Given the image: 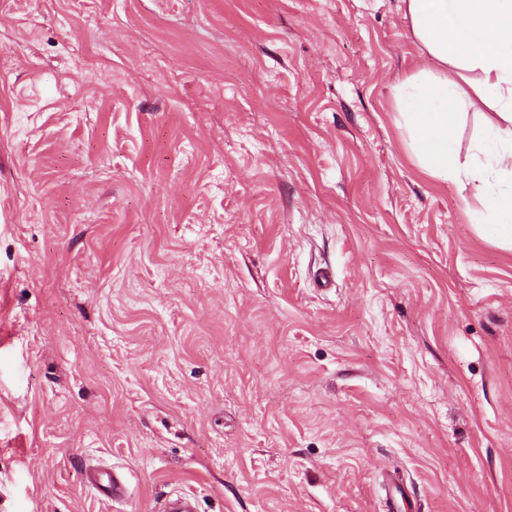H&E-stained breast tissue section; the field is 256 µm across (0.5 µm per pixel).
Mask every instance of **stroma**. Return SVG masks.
Listing matches in <instances>:
<instances>
[{
	"instance_id": "stroma-1",
	"label": "stroma",
	"mask_w": 512,
	"mask_h": 512,
	"mask_svg": "<svg viewBox=\"0 0 512 512\" xmlns=\"http://www.w3.org/2000/svg\"><path fill=\"white\" fill-rule=\"evenodd\" d=\"M0 50V512H512V248L411 154L402 0H0ZM88 481L99 494L106 498L120 500L126 496L127 489L114 470L112 475L108 472L100 473L97 479L89 474Z\"/></svg>"
}]
</instances>
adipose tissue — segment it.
<instances>
[{
    "instance_id": "ef3b65f1",
    "label": "adipose tissue",
    "mask_w": 512,
    "mask_h": 512,
    "mask_svg": "<svg viewBox=\"0 0 512 512\" xmlns=\"http://www.w3.org/2000/svg\"><path fill=\"white\" fill-rule=\"evenodd\" d=\"M405 2L422 52L420 70L393 86L410 148L429 173L476 184L484 195L477 221L512 245V0ZM470 91L495 118L462 162L454 127Z\"/></svg>"
}]
</instances>
